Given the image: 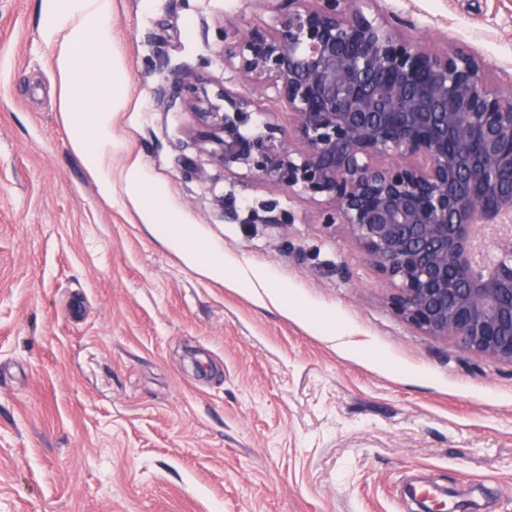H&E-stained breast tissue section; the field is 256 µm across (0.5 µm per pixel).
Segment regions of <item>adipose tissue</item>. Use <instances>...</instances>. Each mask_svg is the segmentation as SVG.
I'll list each match as a JSON object with an SVG mask.
<instances>
[{
	"label": "adipose tissue",
	"instance_id": "1",
	"mask_svg": "<svg viewBox=\"0 0 512 512\" xmlns=\"http://www.w3.org/2000/svg\"><path fill=\"white\" fill-rule=\"evenodd\" d=\"M40 37L60 85V112L71 147L104 199L112 197V118L126 103L127 75L112 41V0H38ZM145 224L191 267L224 279V253L182 224L164 191L142 168L125 175Z\"/></svg>",
	"mask_w": 512,
	"mask_h": 512
}]
</instances>
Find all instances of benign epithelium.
<instances>
[{"mask_svg": "<svg viewBox=\"0 0 512 512\" xmlns=\"http://www.w3.org/2000/svg\"><path fill=\"white\" fill-rule=\"evenodd\" d=\"M274 23L224 22V66L260 96L193 70L156 104L190 114L244 171L345 226L407 324L512 364V89L461 50L401 37L375 0H258ZM292 120L245 133L260 98Z\"/></svg>", "mask_w": 512, "mask_h": 512, "instance_id": "7a95c632", "label": "benign epithelium"}]
</instances>
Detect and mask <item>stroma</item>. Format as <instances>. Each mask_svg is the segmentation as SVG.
<instances>
[{
	"label": "stroma",
	"instance_id": "1",
	"mask_svg": "<svg viewBox=\"0 0 512 512\" xmlns=\"http://www.w3.org/2000/svg\"><path fill=\"white\" fill-rule=\"evenodd\" d=\"M377 6L512 85V0ZM112 14L129 88L107 202L70 146L36 0H0V512H417L424 492L442 512H512V365L408 325L344 227L225 172L188 113L156 106L178 69L251 95L224 66V21L272 14ZM135 163L222 246L223 281L147 231L125 192ZM273 207L294 224L268 223Z\"/></svg>",
	"mask_w": 512,
	"mask_h": 512
}]
</instances>
